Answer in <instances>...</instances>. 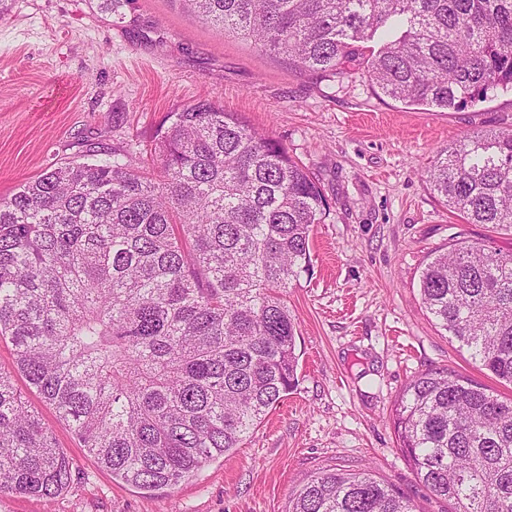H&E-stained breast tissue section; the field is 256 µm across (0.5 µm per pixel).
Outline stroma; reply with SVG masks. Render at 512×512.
I'll list each match as a JSON object with an SVG mask.
<instances>
[{
  "instance_id": "obj_1",
  "label": "stroma",
  "mask_w": 512,
  "mask_h": 512,
  "mask_svg": "<svg viewBox=\"0 0 512 512\" xmlns=\"http://www.w3.org/2000/svg\"><path fill=\"white\" fill-rule=\"evenodd\" d=\"M360 44L336 78L302 72L220 32L178 0H9L0 16V198L54 164L107 159L149 140L166 113L199 99L266 131L321 186L330 211L310 237L312 273L284 299L298 385L241 448L177 486L147 493L113 480L30 386L0 341V371L73 461L54 499L6 495L0 512H287L333 470L369 472L418 512H454L416 478L398 446L394 402L419 372L445 369L512 400L426 312L419 279L449 242L512 253V232L469 224L426 181L449 144L512 129V93L447 111L381 95Z\"/></svg>"
}]
</instances>
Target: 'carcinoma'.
Returning <instances> with one entry per match:
<instances>
[{
    "instance_id": "obj_1",
    "label": "carcinoma",
    "mask_w": 512,
    "mask_h": 512,
    "mask_svg": "<svg viewBox=\"0 0 512 512\" xmlns=\"http://www.w3.org/2000/svg\"><path fill=\"white\" fill-rule=\"evenodd\" d=\"M300 70L336 77L357 42L387 97L459 109L512 91V0H182ZM149 154L52 165L0 199V339L84 448L140 490L241 447L298 384L283 291L311 272L329 209L277 141L210 102L167 115ZM468 224L512 231V130L465 137L428 170ZM432 320L512 384V253L461 242L420 275ZM416 477L456 512H512V401L446 370L394 409ZM71 459L0 372V495L52 499ZM288 512H415L366 472L322 473Z\"/></svg>"
}]
</instances>
